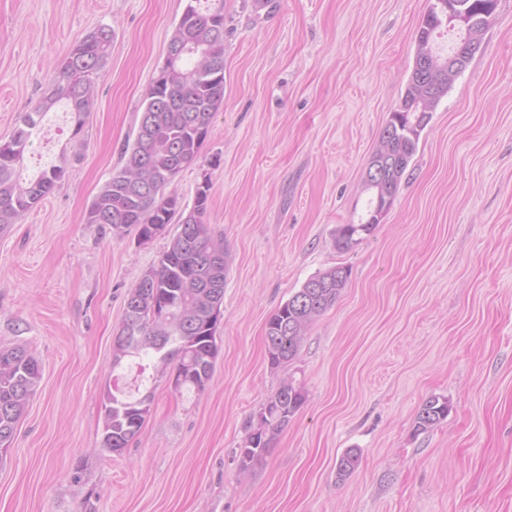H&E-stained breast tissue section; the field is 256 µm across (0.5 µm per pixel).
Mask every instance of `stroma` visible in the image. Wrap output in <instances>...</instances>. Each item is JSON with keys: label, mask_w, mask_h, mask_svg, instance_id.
I'll list each match as a JSON object with an SVG mask.
<instances>
[{"label": "stroma", "mask_w": 512, "mask_h": 512, "mask_svg": "<svg viewBox=\"0 0 512 512\" xmlns=\"http://www.w3.org/2000/svg\"><path fill=\"white\" fill-rule=\"evenodd\" d=\"M185 0H0V141L73 44L113 31L80 137L62 110L23 172L65 180L0 233V347L26 344L40 388L0 458V512H512V0L441 100L375 232L337 252L365 210L366 162L413 66L428 0H224V105L199 167L171 190L206 221L228 274L219 353L201 395L166 381L122 453L101 448L100 400L126 295L170 235L113 236L85 213L137 132ZM219 166H211L212 158ZM348 288L271 368L268 317L319 270ZM307 402L265 459L239 446L284 379ZM431 396L451 409L414 420ZM357 449L346 479L337 459ZM380 221L375 224H339L334 233L336 250L341 253L353 251L368 236L373 234ZM450 411L448 399L431 396L420 406L415 418V432L426 433L444 421Z\"/></svg>", "instance_id": "obj_1"}]
</instances>
